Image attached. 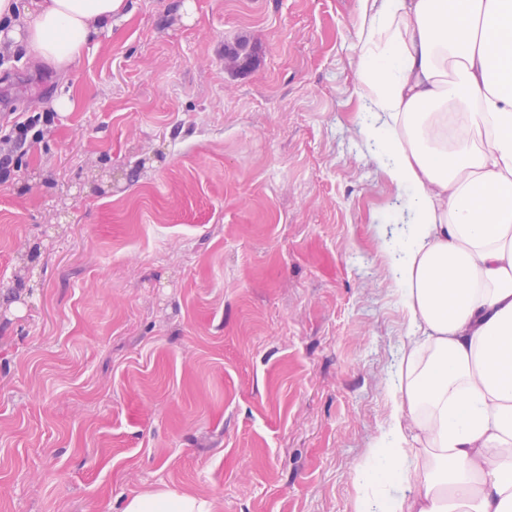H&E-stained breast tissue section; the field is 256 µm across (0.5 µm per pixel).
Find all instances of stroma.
I'll return each mask as SVG.
<instances>
[{"label":"stroma","mask_w":512,"mask_h":512,"mask_svg":"<svg viewBox=\"0 0 512 512\" xmlns=\"http://www.w3.org/2000/svg\"><path fill=\"white\" fill-rule=\"evenodd\" d=\"M360 7L128 0L68 74L0 59V128L73 103L0 183V512H354L408 341ZM122 512H213L205 499L171 489H158L131 496Z\"/></svg>","instance_id":"1"}]
</instances>
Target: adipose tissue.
I'll return each mask as SVG.
<instances>
[{"mask_svg": "<svg viewBox=\"0 0 512 512\" xmlns=\"http://www.w3.org/2000/svg\"><path fill=\"white\" fill-rule=\"evenodd\" d=\"M359 133L404 221L384 244L412 338L355 512H512V0H360ZM125 0H0L68 70ZM123 512H213L171 489Z\"/></svg>", "mask_w": 512, "mask_h": 512, "instance_id": "obj_1", "label": "adipose tissue"}]
</instances>
